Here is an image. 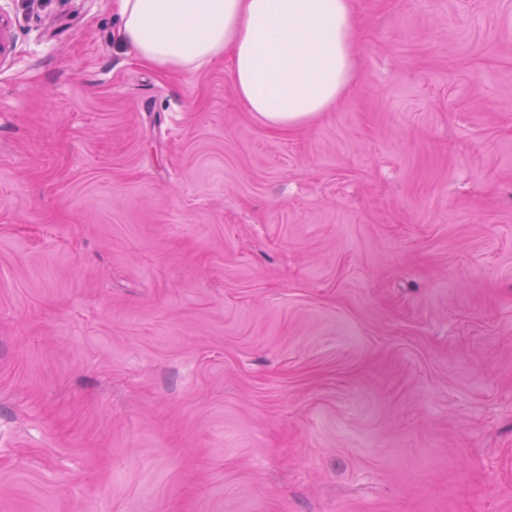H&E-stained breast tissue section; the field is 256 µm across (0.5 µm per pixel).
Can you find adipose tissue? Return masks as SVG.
<instances>
[{
	"label": "adipose tissue",
	"mask_w": 512,
	"mask_h": 512,
	"mask_svg": "<svg viewBox=\"0 0 512 512\" xmlns=\"http://www.w3.org/2000/svg\"><path fill=\"white\" fill-rule=\"evenodd\" d=\"M120 39L147 65L231 61L238 98L275 131L309 124L356 75L352 0H118Z\"/></svg>",
	"instance_id": "obj_1"
}]
</instances>
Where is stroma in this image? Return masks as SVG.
<instances>
[{
    "instance_id": "stroma-1",
    "label": "stroma",
    "mask_w": 512,
    "mask_h": 512,
    "mask_svg": "<svg viewBox=\"0 0 512 512\" xmlns=\"http://www.w3.org/2000/svg\"><path fill=\"white\" fill-rule=\"evenodd\" d=\"M353 5L273 132L0 0V512H512V0Z\"/></svg>"
}]
</instances>
